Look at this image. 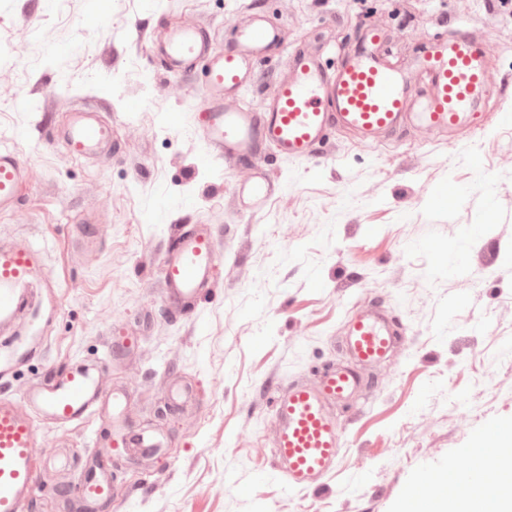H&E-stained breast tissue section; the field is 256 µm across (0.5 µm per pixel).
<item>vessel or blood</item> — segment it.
Segmentation results:
<instances>
[{
	"instance_id": "vessel-or-blood-1",
	"label": "vessel or blood",
	"mask_w": 512,
	"mask_h": 512,
	"mask_svg": "<svg viewBox=\"0 0 512 512\" xmlns=\"http://www.w3.org/2000/svg\"><path fill=\"white\" fill-rule=\"evenodd\" d=\"M385 34L375 29L349 52L334 72L321 64L323 47L311 43L289 53L275 92L262 111L241 100L253 80L255 64L278 40L276 28L254 16L239 32L232 48L214 52L196 26L180 25L153 31L150 47L162 55L169 70L189 59L206 64L201 95L199 132L203 156L230 167L268 148L289 158L309 161L323 156L331 130H348L366 145L408 127L456 133L470 124L479 102L489 93L505 95L512 76L489 85L485 50L471 30L461 27L448 37L427 39L410 68L391 67L379 51ZM112 130L89 111L74 113L67 144L74 156L103 151ZM29 171L15 149L0 144V213L13 209ZM279 186L266 170L243 187L242 197L262 208ZM174 246L161 261L164 294L188 308L203 289L211 287L218 255L211 225L176 232ZM41 261V251L25 239L0 247V328L9 329L20 312L32 322L29 337L0 353V381H8L18 362L34 354L44 324L55 317L59 303L54 284L43 300L28 301L29 287ZM400 327L381 307L354 315L347 345L355 364L373 365L395 346ZM354 364V366H355ZM354 366H338L315 382L290 381L272 399L275 456L271 464L289 487L320 489L332 472L341 446V426L331 415L333 402L345 399L361 383ZM107 368L100 362H80L32 381L18 398L0 397V512H26L38 483L34 450L39 441L37 421L72 424L102 414L112 422L86 456V470L77 487L78 512H99L105 488L112 485L107 461L115 454L158 452L153 435L129 437L122 432L126 392L106 389Z\"/></svg>"
}]
</instances>
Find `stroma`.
Returning <instances> with one entry per match:
<instances>
[{
  "instance_id": "35a3bbf8",
  "label": "stroma",
  "mask_w": 512,
  "mask_h": 512,
  "mask_svg": "<svg viewBox=\"0 0 512 512\" xmlns=\"http://www.w3.org/2000/svg\"><path fill=\"white\" fill-rule=\"evenodd\" d=\"M253 13L280 35L244 93L257 111L290 51L328 42L332 71L373 28L401 69L426 36L464 25L487 42V72H512V0H0V143L32 174L0 213V238L34 240L60 306L8 392L107 361L109 383L127 390L128 432L164 441L113 462L117 512H435L449 466L471 465L463 449L512 435V124L499 118L512 92L485 98L479 126L449 138L411 127L368 147L344 130L316 163L266 151L279 192L241 211L251 162L202 160L203 62L167 71L147 38L199 20L221 51ZM84 107L112 145L79 158L64 133ZM200 224L215 228L219 286L180 311L156 288L158 267L174 229ZM374 306L402 336L358 368L374 389L331 405L344 425L333 474L314 492L264 478L276 388L352 365L349 321ZM109 333L136 337L139 360L107 347ZM110 426L40 424L28 512H60L59 471L79 480Z\"/></svg>"
}]
</instances>
